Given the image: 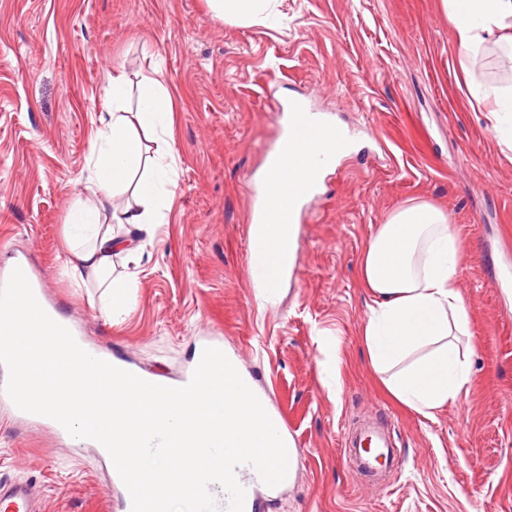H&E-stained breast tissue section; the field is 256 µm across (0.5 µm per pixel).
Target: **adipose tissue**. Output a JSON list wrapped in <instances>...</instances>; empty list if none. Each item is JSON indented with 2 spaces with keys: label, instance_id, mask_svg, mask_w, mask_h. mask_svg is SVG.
<instances>
[{
  "label": "adipose tissue",
  "instance_id": "obj_1",
  "mask_svg": "<svg viewBox=\"0 0 512 512\" xmlns=\"http://www.w3.org/2000/svg\"><path fill=\"white\" fill-rule=\"evenodd\" d=\"M227 23L274 25L278 0H208ZM463 51L462 79L479 103H491L492 128L512 150V84L479 82L471 67L488 45L512 48V0H442ZM112 110L100 115L92 141V166L84 194L66 218L65 273L78 288H95L105 315L123 310L138 282L131 272L143 242L164 223L172 203L174 166L159 150L152 175L136 179L144 161L141 132L172 125L173 98L150 79L137 111L125 106L122 76L108 84ZM130 193L133 202L116 210L113 199ZM461 241L447 215L418 203L396 209L377 225L359 263L371 306L364 345L386 390L424 417L456 400L471 383V367L456 340L468 333L460 291Z\"/></svg>",
  "mask_w": 512,
  "mask_h": 512
}]
</instances>
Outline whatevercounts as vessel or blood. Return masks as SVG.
Wrapping results in <instances>:
<instances>
[{
    "mask_svg": "<svg viewBox=\"0 0 512 512\" xmlns=\"http://www.w3.org/2000/svg\"><path fill=\"white\" fill-rule=\"evenodd\" d=\"M287 118L290 144L287 152L270 166L267 189L262 196L266 232L274 239L279 238L283 227L299 223L306 204L319 193L329 166L350 148L343 131L329 120L319 118L303 99L289 101ZM247 264L252 278L272 286L279 281L283 256L252 248ZM32 290L50 317L64 323L72 335H79L78 324L64 319L42 285L33 284ZM344 455L350 465L366 475L376 474L381 465L396 460L394 446L376 425L348 439ZM236 478L246 491L245 512H255L265 484L249 465L239 466ZM0 512H41V508L29 484L0 479Z\"/></svg>",
    "mask_w": 512,
    "mask_h": 512,
    "instance_id": "b4317fda",
    "label": "vessel or blood"
}]
</instances>
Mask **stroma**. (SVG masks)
<instances>
[{
    "label": "stroma",
    "mask_w": 512,
    "mask_h": 512,
    "mask_svg": "<svg viewBox=\"0 0 512 512\" xmlns=\"http://www.w3.org/2000/svg\"><path fill=\"white\" fill-rule=\"evenodd\" d=\"M283 24H229L207 0H0V266L31 256L48 298L89 344L165 380L220 336L296 449L288 485L259 512H512V151L460 82L441 0H279ZM161 72L175 103L174 196L137 269L129 308L106 319L64 273L65 222L88 175L112 75L136 111ZM300 96L345 129L373 128L308 205L294 267L258 309L246 261L250 176L277 144L275 102ZM429 202L461 234L472 382L427 419L387 393L367 359L370 299L357 274L377 225ZM338 349L340 394L325 386ZM391 424L400 464L379 479L342 458L365 418ZM111 462L0 403V477L44 512H120Z\"/></svg>",
    "instance_id": "stroma-1"
}]
</instances>
